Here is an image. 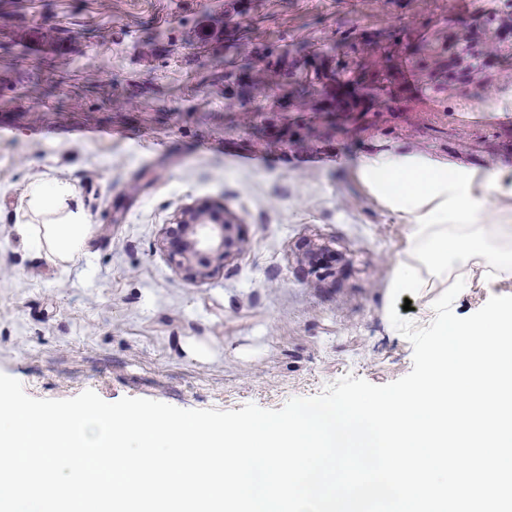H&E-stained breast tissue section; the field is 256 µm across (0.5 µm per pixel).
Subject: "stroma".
I'll return each instance as SVG.
<instances>
[{
  "label": "stroma",
  "instance_id": "35a3bbf8",
  "mask_svg": "<svg viewBox=\"0 0 512 512\" xmlns=\"http://www.w3.org/2000/svg\"><path fill=\"white\" fill-rule=\"evenodd\" d=\"M387 52L405 90L370 112L281 101ZM390 151L512 170V0H0V373L222 411L405 376L410 224L356 165ZM55 179L88 226L73 261L20 232ZM202 200L243 243L192 283L163 228Z\"/></svg>",
  "mask_w": 512,
  "mask_h": 512
}]
</instances>
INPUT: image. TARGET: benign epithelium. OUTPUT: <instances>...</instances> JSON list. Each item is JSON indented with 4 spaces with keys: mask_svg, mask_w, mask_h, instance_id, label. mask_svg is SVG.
<instances>
[{
    "mask_svg": "<svg viewBox=\"0 0 512 512\" xmlns=\"http://www.w3.org/2000/svg\"><path fill=\"white\" fill-rule=\"evenodd\" d=\"M234 228L222 202L201 201L187 206L165 227L169 258L186 279L205 281L224 268V261L238 247Z\"/></svg>",
    "mask_w": 512,
    "mask_h": 512,
    "instance_id": "benign-epithelium-1",
    "label": "benign epithelium"
}]
</instances>
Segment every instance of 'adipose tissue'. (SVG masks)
<instances>
[{
	"label": "adipose tissue",
	"instance_id": "ef3b65f1",
	"mask_svg": "<svg viewBox=\"0 0 512 512\" xmlns=\"http://www.w3.org/2000/svg\"><path fill=\"white\" fill-rule=\"evenodd\" d=\"M358 172L412 224L409 247L393 262V287L418 294L442 278L456 288L512 281L511 172L397 152L361 158ZM74 196L72 184L63 180L29 184L28 208L59 216L40 233L22 225L32 250L62 260L81 253L87 226L80 211L70 207Z\"/></svg>",
	"mask_w": 512,
	"mask_h": 512
}]
</instances>
